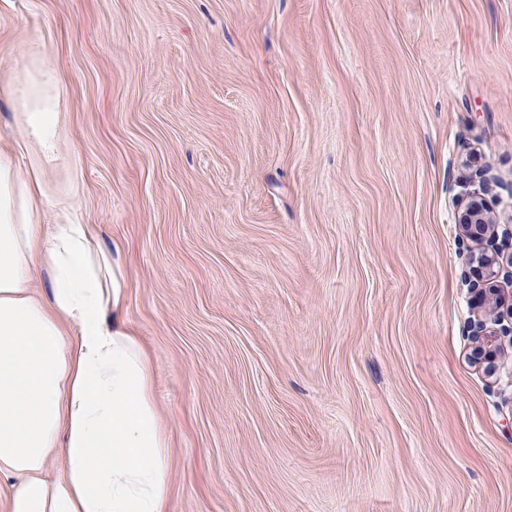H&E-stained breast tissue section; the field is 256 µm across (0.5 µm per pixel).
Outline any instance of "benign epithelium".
Here are the masks:
<instances>
[{
    "label": "benign epithelium",
    "mask_w": 512,
    "mask_h": 512,
    "mask_svg": "<svg viewBox=\"0 0 512 512\" xmlns=\"http://www.w3.org/2000/svg\"><path fill=\"white\" fill-rule=\"evenodd\" d=\"M461 237L464 240L481 243L485 237L495 238L502 235L512 240V226L498 232L499 222L496 215L480 197H474L458 215ZM467 262L483 286L468 283L471 294L470 303L477 313L469 320V338L473 344L471 356L475 363L484 366L488 376L497 374L496 360L506 348L512 349V320L504 325L499 319L488 321L486 315L498 314L505 307L512 316V290L498 287L499 280L512 284V251L507 257H500L498 249L469 253Z\"/></svg>",
    "instance_id": "benign-epithelium-1"
}]
</instances>
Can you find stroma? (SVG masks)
Returning <instances> with one entry per match:
<instances>
[{
    "instance_id": "35a3bbf8",
    "label": "stroma",
    "mask_w": 512,
    "mask_h": 512,
    "mask_svg": "<svg viewBox=\"0 0 512 512\" xmlns=\"http://www.w3.org/2000/svg\"><path fill=\"white\" fill-rule=\"evenodd\" d=\"M34 43L167 512H512V350L469 359L457 226L478 191L512 216V0H0L1 146Z\"/></svg>"
}]
</instances>
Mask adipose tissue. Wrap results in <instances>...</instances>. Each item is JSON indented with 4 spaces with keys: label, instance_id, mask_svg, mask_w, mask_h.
<instances>
[{
    "label": "adipose tissue",
    "instance_id": "1",
    "mask_svg": "<svg viewBox=\"0 0 512 512\" xmlns=\"http://www.w3.org/2000/svg\"><path fill=\"white\" fill-rule=\"evenodd\" d=\"M53 71L11 85L22 141L0 148V481L7 512H164L169 442L126 276L97 225H45L61 158ZM25 153L20 172L15 153ZM64 456L65 468L48 465Z\"/></svg>",
    "mask_w": 512,
    "mask_h": 512
}]
</instances>
